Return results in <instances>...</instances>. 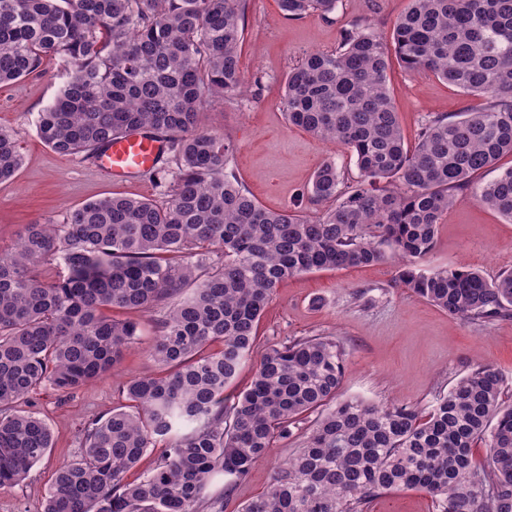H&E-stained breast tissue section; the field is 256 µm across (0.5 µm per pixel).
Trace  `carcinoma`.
<instances>
[{
	"mask_svg": "<svg viewBox=\"0 0 512 512\" xmlns=\"http://www.w3.org/2000/svg\"><path fill=\"white\" fill-rule=\"evenodd\" d=\"M247 0H0V84L62 59L69 78L37 133L64 155L95 157L139 130L164 143L151 172L169 199L104 196L63 224L26 225L0 248V488L25 479L52 448L38 413L20 408L43 386L73 394L111 374L138 338L114 307L157 320V371L125 381V403L85 422L80 456L55 474L42 512H224L213 476L232 489L316 415L294 453L242 512H370L396 488H418L435 512H512V403L498 371L479 367L427 412L336 401L343 351L309 336L266 350L251 387L226 393L251 359L259 321L286 279L320 270L400 264L395 282L470 323L512 318V272L495 279L428 268L442 217L468 193L512 221V0H410L392 45L356 24L340 48L310 53L286 77L288 123L350 153L347 183L316 171L315 219L262 208L228 172L235 145L201 127L204 105L242 93ZM293 17L328 15L339 0H279ZM427 70L481 103L438 114L414 144L401 135L387 86L392 60ZM21 154L0 131V181ZM60 262L66 274L37 269ZM483 441L488 463L474 467ZM154 448L156 466L127 473Z\"/></svg>",
	"mask_w": 512,
	"mask_h": 512,
	"instance_id": "cac0c4a2",
	"label": "carcinoma"
}]
</instances>
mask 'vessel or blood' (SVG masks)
Listing matches in <instances>:
<instances>
[{"label": "vessel or blood", "mask_w": 512, "mask_h": 512, "mask_svg": "<svg viewBox=\"0 0 512 512\" xmlns=\"http://www.w3.org/2000/svg\"><path fill=\"white\" fill-rule=\"evenodd\" d=\"M162 156V143L141 131H131L112 140L92 163L96 172L112 180L145 173Z\"/></svg>", "instance_id": "obj_1"}]
</instances>
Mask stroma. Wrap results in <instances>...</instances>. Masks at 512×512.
<instances>
[{
    "label": "stroma",
    "instance_id": "stroma-1",
    "mask_svg": "<svg viewBox=\"0 0 512 512\" xmlns=\"http://www.w3.org/2000/svg\"><path fill=\"white\" fill-rule=\"evenodd\" d=\"M409 0H340L336 12L297 19L281 11L278 0H247L240 65L249 81L244 96L206 105L205 129L227 133L235 144L233 175L263 207L295 208L309 219L322 206L309 200L316 169L336 162L345 177L358 171L346 151L315 141L290 126L284 87L288 70L305 54L335 50L345 29L366 24L384 40ZM68 78L62 60L49 59L41 74L0 86V130L18 143L22 164L15 176L0 182V246L16 244L25 225L65 223L70 209L103 196L167 201L166 183L148 177L115 183L96 173L90 160L64 156L37 134V120ZM387 85L397 108L401 132L414 143L419 127L434 114L463 112L476 97L461 92L427 71L413 73L392 64ZM431 267L461 264L490 279L512 269V221L476 202L458 196L442 218ZM393 261L339 270L304 273L277 288L258 328L257 351L303 336H331L344 351L345 371L337 400L359 399L385 406L427 408L456 380L479 366L497 369L512 386V319L488 325L469 323L405 292L395 284ZM162 309L135 312L113 309L119 320L138 323L140 340L131 346L109 378L68 397L43 389L30 408L49 425L50 451L25 480L0 490V512H42V502L56 470L80 451L79 431L92 415L120 403L118 386L154 371L146 349L155 336L154 321ZM298 426L290 439L278 442L267 461L224 496V512H240L262 493L274 469L304 439ZM371 512H434L431 496L420 489L384 493Z\"/></svg>",
    "mask_w": 512,
    "mask_h": 512
}]
</instances>
